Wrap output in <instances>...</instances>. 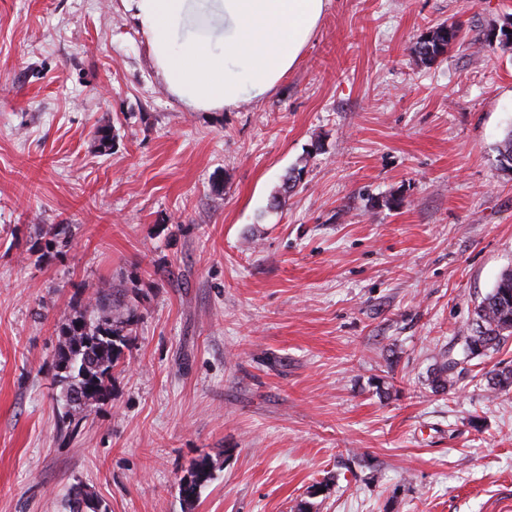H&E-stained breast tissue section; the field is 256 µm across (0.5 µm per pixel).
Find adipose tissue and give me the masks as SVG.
Returning a JSON list of instances; mask_svg holds the SVG:
<instances>
[{"label": "adipose tissue", "instance_id": "1", "mask_svg": "<svg viewBox=\"0 0 512 512\" xmlns=\"http://www.w3.org/2000/svg\"><path fill=\"white\" fill-rule=\"evenodd\" d=\"M168 91L195 111L260 98L291 70L328 0H125Z\"/></svg>", "mask_w": 512, "mask_h": 512}]
</instances>
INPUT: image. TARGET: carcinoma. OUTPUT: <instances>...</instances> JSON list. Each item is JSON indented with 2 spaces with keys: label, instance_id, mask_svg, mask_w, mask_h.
I'll use <instances>...</instances> for the list:
<instances>
[{
  "label": "carcinoma",
  "instance_id": "1",
  "mask_svg": "<svg viewBox=\"0 0 512 512\" xmlns=\"http://www.w3.org/2000/svg\"><path fill=\"white\" fill-rule=\"evenodd\" d=\"M462 39L461 24L439 23L419 37L413 54L422 64L431 65ZM498 152L502 169L512 171V129L499 143ZM302 173L300 168L284 178L282 191L272 197L273 208L285 203L288 191L298 185ZM65 234L67 227L50 224L42 235L44 242H35L29 252L40 253L43 247L55 245L58 237ZM84 290L87 296L79 309L59 327L60 339L55 353L58 376L65 383V411L61 423L70 425L97 411L111 395L112 372L123 349L129 347L135 317L134 308L116 297L110 282L87 284ZM475 315V322L462 344L466 359L494 350L512 336V268L501 272L494 288L478 303ZM458 364L452 355H445L434 371L435 390L448 389ZM213 470V461L207 456L192 463L184 475L188 488L182 493V499L186 504H192L201 487L213 478ZM67 508L68 512H98L93 495L82 488L73 490Z\"/></svg>",
  "mask_w": 512,
  "mask_h": 512
}]
</instances>
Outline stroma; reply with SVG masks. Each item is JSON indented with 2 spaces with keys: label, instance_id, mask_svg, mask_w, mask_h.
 <instances>
[{
  "label": "stroma",
  "instance_id": "stroma-1",
  "mask_svg": "<svg viewBox=\"0 0 512 512\" xmlns=\"http://www.w3.org/2000/svg\"><path fill=\"white\" fill-rule=\"evenodd\" d=\"M511 17L329 0L273 90L194 112L124 0H0V512L75 486L101 512H512V337L431 386L512 267V48L488 43ZM452 21L465 44L416 65ZM47 224L68 243L28 259ZM101 280L135 340L66 429L58 329ZM463 39L462 25L456 22L439 23L430 27L416 41L413 54L424 65H431L439 57L448 53V49ZM458 364H460V362L450 354L449 350L448 354L445 355L444 359L442 357V361L439 363V365L436 367L434 371L432 386L435 390L444 391L448 389V384L451 385V383L453 382L450 380V378L454 374V371L457 368ZM213 470V461L208 456L197 459L192 463L187 473L180 480L181 482L186 479L188 483L187 490L181 493L186 504H192L201 487L213 478Z\"/></svg>",
  "mask_w": 512,
  "mask_h": 512
}]
</instances>
